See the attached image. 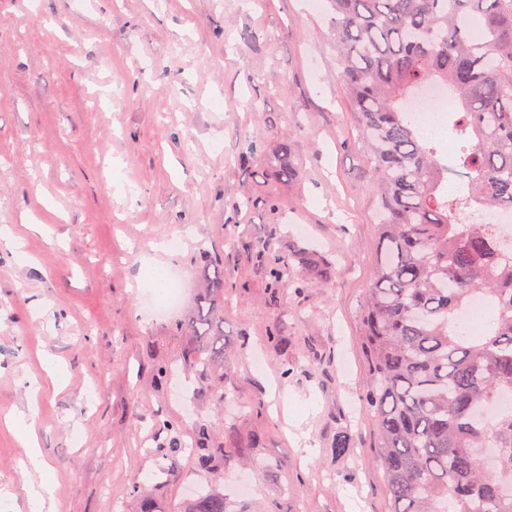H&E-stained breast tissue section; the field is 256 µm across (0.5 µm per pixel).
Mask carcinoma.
<instances>
[{"instance_id":"carcinoma-1","label":"carcinoma","mask_w":512,"mask_h":512,"mask_svg":"<svg viewBox=\"0 0 512 512\" xmlns=\"http://www.w3.org/2000/svg\"><path fill=\"white\" fill-rule=\"evenodd\" d=\"M338 79L372 163L380 252L360 317L368 361L365 405L379 427L389 512H512V244L476 209L512 208V0H328ZM461 103L454 165L405 110L425 84ZM270 284L293 264L326 279L308 252L264 246ZM210 288L180 330L206 345L192 368L232 369L224 357V262L204 256ZM480 294L497 307L488 329L457 319ZM197 468L224 459L205 434L190 446ZM186 512H231L202 489Z\"/></svg>"}]
</instances>
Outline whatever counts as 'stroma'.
Returning <instances> with one entry per match:
<instances>
[{
	"mask_svg": "<svg viewBox=\"0 0 512 512\" xmlns=\"http://www.w3.org/2000/svg\"><path fill=\"white\" fill-rule=\"evenodd\" d=\"M330 28L313 0H0V225L24 242L18 254L0 239L8 512H26V476L4 418L27 409L58 482L52 512H139L137 486L154 512H184L210 483L235 512H389L359 331L377 198ZM175 235L180 251L154 252ZM268 240L323 256L332 277L310 285L297 269L271 288L255 258ZM205 250L224 258L235 366L202 379L177 324L208 286ZM147 257L182 278L178 312L146 314L158 294ZM201 429L224 449L216 470L200 473L186 449L158 456Z\"/></svg>",
	"mask_w": 512,
	"mask_h": 512,
	"instance_id": "stroma-1",
	"label": "stroma"
}]
</instances>
